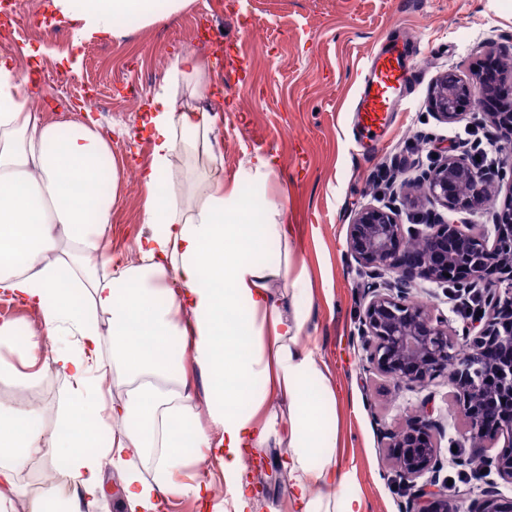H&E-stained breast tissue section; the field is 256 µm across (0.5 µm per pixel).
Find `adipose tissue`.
<instances>
[{
    "mask_svg": "<svg viewBox=\"0 0 512 512\" xmlns=\"http://www.w3.org/2000/svg\"><path fill=\"white\" fill-rule=\"evenodd\" d=\"M155 4L52 0L75 22L78 43L132 17L150 21ZM205 74L193 56H175L141 110L151 143L142 221L161 233L138 240L139 264L116 269L106 234L121 175L110 140L92 121L66 132L45 122L28 104V77L0 56V292L38 312L45 336L66 329L79 338L78 354H50L75 383L66 433L47 431L31 412L0 418V488H14L19 469L49 446L79 495L100 493L104 452L123 474L131 512H158L181 496L201 501L208 485L181 474L189 448L208 447L215 430L232 512H255L246 460L272 446L288 449L277 463L288 477L282 512H368L339 460V434L326 426L325 404L336 398L328 366L302 340L313 288L290 261L292 227L276 202L209 171L190 172L189 205L170 177L175 151L211 150L212 117L177 106L180 84L203 90ZM282 281L288 292H278ZM98 311L110 314L108 330ZM184 356L205 381L203 404L177 363ZM108 379L122 390L112 401ZM145 465L152 480L141 476Z\"/></svg>",
    "mask_w": 512,
    "mask_h": 512,
    "instance_id": "ef3b65f1",
    "label": "adipose tissue"
}]
</instances>
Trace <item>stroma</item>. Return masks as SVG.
I'll list each match as a JSON object with an SVG mask.
<instances>
[{
  "instance_id": "obj_1",
  "label": "stroma",
  "mask_w": 512,
  "mask_h": 512,
  "mask_svg": "<svg viewBox=\"0 0 512 512\" xmlns=\"http://www.w3.org/2000/svg\"><path fill=\"white\" fill-rule=\"evenodd\" d=\"M13 2L14 24L0 35V54L36 67L29 94L50 98L65 73L75 80V99L88 92L110 98L109 110L94 116L110 133L112 155L127 174L149 163L151 144L137 113L127 111L126 97L137 95L146 104L160 86L154 73L167 72L175 55L189 53L206 64L205 94L211 110L223 116L211 140L225 187L255 156L276 162L267 194L285 204L282 219L296 229L292 256L306 266L314 288L307 340L345 390L336 405L341 459L356 466L369 512H401L400 493L386 478L379 426L404 423L422 398H431L444 424V469L453 471L449 441L459 422L446 383L400 391L362 369L355 331L363 276L348 252L347 233L355 212L377 203L381 168L411 176L428 165L432 153L450 148V134L470 145L483 138L479 126L429 117L427 96L439 73L467 72L477 62L479 44L512 34V0H190L173 15L158 0L155 21L126 20L115 35L92 36L78 49L70 19L53 14L50 0ZM213 24L222 27V41H187L188 32ZM402 27L420 34L422 42L412 61L419 76L409 89L411 103L388 131L385 147L362 160L347 138L361 70L371 50ZM142 201V195L121 192L112 214L110 244L129 262L139 259L137 239L154 232L142 222ZM49 374L41 353L24 341L0 348V381L29 387ZM279 455V449H265L261 465L251 470L260 512L277 507L287 491L288 478L276 466ZM98 465L104 491L78 498L77 512H130L121 471L106 456ZM36 482L31 469L18 474L16 490L0 494L7 512H16L22 501L36 506L61 478L53 476L43 488Z\"/></svg>"
}]
</instances>
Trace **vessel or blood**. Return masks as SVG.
Listing matches in <instances>:
<instances>
[{"label": "vessel or blood", "mask_w": 512, "mask_h": 512, "mask_svg": "<svg viewBox=\"0 0 512 512\" xmlns=\"http://www.w3.org/2000/svg\"><path fill=\"white\" fill-rule=\"evenodd\" d=\"M416 40L402 32L370 54L355 108L353 140L358 156L379 152L396 103L414 75L408 53Z\"/></svg>", "instance_id": "b4317fda"}]
</instances>
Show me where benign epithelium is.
<instances>
[{
  "label": "benign epithelium",
  "mask_w": 512,
  "mask_h": 512,
  "mask_svg": "<svg viewBox=\"0 0 512 512\" xmlns=\"http://www.w3.org/2000/svg\"><path fill=\"white\" fill-rule=\"evenodd\" d=\"M485 93L479 78L446 70L432 84L429 108L443 123L501 129L500 114L478 111L475 99ZM398 177L396 171L389 176L386 203L360 208L349 224L348 250L367 277L358 315L366 369L399 390L446 381L461 421L454 445L474 449L457 465L479 456L486 474L512 484V208L492 213L490 230L433 210L472 212L503 190L511 200L512 166L503 163L491 173L477 167L476 154L466 148L438 153L414 178L432 208L412 224L402 223L401 215L418 199ZM418 280L444 288L482 286V314L460 330L453 327L445 314L410 301ZM381 430L392 482L409 491L404 512H512L493 479L477 494L448 495V479H440L442 425L431 398L420 401L407 426Z\"/></svg>",
  "instance_id": "benign-epithelium-1"
}]
</instances>
